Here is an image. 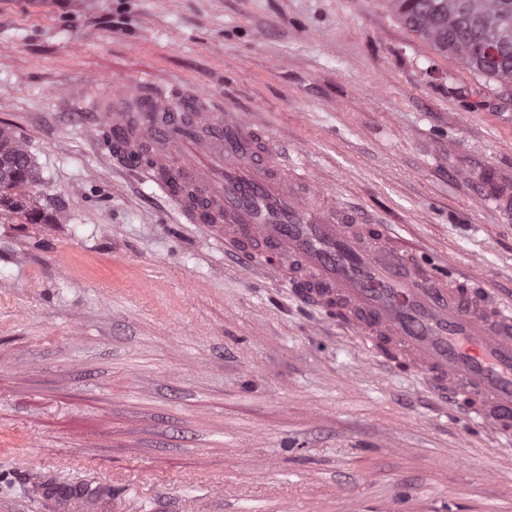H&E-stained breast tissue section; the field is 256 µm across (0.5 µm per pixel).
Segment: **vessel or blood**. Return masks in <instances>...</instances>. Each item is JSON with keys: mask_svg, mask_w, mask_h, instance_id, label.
<instances>
[{"mask_svg": "<svg viewBox=\"0 0 512 512\" xmlns=\"http://www.w3.org/2000/svg\"><path fill=\"white\" fill-rule=\"evenodd\" d=\"M80 111L120 167L171 198L187 223L262 278L288 284L328 323L369 344L383 366L403 364L447 395L464 420L512 438V307L469 288L433 261L400 249L346 208L304 199L311 182L264 158L271 132L217 112L181 85L88 82ZM489 200L512 215V182L487 174Z\"/></svg>", "mask_w": 512, "mask_h": 512, "instance_id": "1", "label": "vessel or blood"}]
</instances>
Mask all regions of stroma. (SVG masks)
Listing matches in <instances>:
<instances>
[{
	"mask_svg": "<svg viewBox=\"0 0 512 512\" xmlns=\"http://www.w3.org/2000/svg\"><path fill=\"white\" fill-rule=\"evenodd\" d=\"M253 114L275 160L512 303V83L386 0H0V129L36 222L0 215V512H512V445L374 362L101 156L93 79ZM486 181L489 187L488 200L495 202V210L507 215L509 219L512 215V182L498 180L492 173L487 174Z\"/></svg>",
	"mask_w": 512,
	"mask_h": 512,
	"instance_id": "obj_1",
	"label": "stroma"
}]
</instances>
